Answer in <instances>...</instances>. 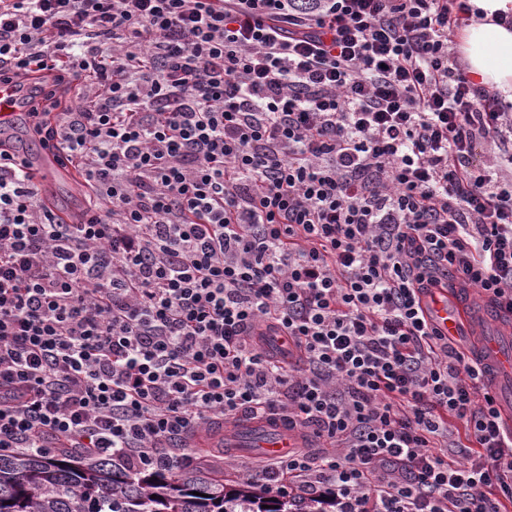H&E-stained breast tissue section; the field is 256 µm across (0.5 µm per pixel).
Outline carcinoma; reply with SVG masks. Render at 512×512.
<instances>
[{"label":"carcinoma","instance_id":"carcinoma-1","mask_svg":"<svg viewBox=\"0 0 512 512\" xmlns=\"http://www.w3.org/2000/svg\"><path fill=\"white\" fill-rule=\"evenodd\" d=\"M157 498H151V495ZM0 512H335L329 501L272 497L200 469L133 473L114 461L0 454Z\"/></svg>","mask_w":512,"mask_h":512}]
</instances>
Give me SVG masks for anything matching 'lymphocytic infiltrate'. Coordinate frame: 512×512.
I'll use <instances>...</instances> for the list:
<instances>
[{
    "label": "lymphocytic infiltrate",
    "mask_w": 512,
    "mask_h": 512,
    "mask_svg": "<svg viewBox=\"0 0 512 512\" xmlns=\"http://www.w3.org/2000/svg\"><path fill=\"white\" fill-rule=\"evenodd\" d=\"M463 8L0 0V80L29 73L93 192L58 219L0 147V451L176 472L278 414L304 445L266 492L512 512L496 379L423 307L512 321V111L452 47ZM429 315L432 322L448 336H455L457 340V331L461 326L470 324L475 318L481 317L487 323H498L497 312L491 306L480 304V311L475 313V309L452 298L448 301V294L436 293L433 297L427 299ZM462 339V338H461Z\"/></svg>",
    "instance_id": "1"
}]
</instances>
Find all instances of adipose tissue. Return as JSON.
Instances as JSON below:
<instances>
[{
    "mask_svg": "<svg viewBox=\"0 0 512 512\" xmlns=\"http://www.w3.org/2000/svg\"><path fill=\"white\" fill-rule=\"evenodd\" d=\"M469 19L457 35L458 48L471 80L496 90L512 103V28L499 15L512 14V0H467Z\"/></svg>",
    "mask_w": 512,
    "mask_h": 512,
    "instance_id": "obj_1",
    "label": "adipose tissue"
}]
</instances>
